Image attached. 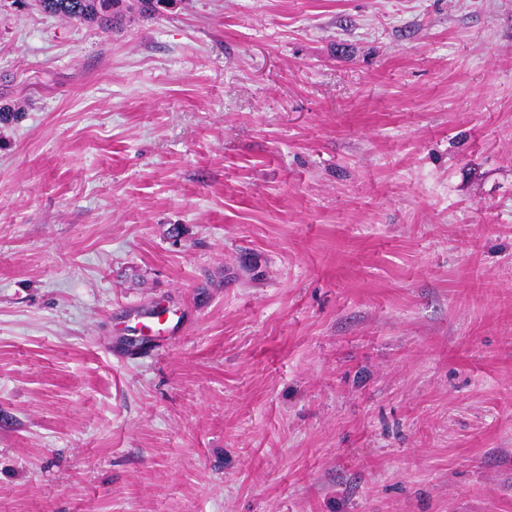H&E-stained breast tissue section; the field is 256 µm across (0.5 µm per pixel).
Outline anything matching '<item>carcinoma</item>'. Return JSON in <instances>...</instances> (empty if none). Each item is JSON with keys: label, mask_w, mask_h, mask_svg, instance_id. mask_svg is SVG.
Listing matches in <instances>:
<instances>
[{"label": "carcinoma", "mask_w": 512, "mask_h": 512, "mask_svg": "<svg viewBox=\"0 0 512 512\" xmlns=\"http://www.w3.org/2000/svg\"><path fill=\"white\" fill-rule=\"evenodd\" d=\"M45 13L58 15L80 24H93L103 29L115 28L131 14L153 18L158 10L148 0H35Z\"/></svg>", "instance_id": "cac0c4a2"}]
</instances>
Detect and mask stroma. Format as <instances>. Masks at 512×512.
Segmentation results:
<instances>
[{"instance_id": "obj_1", "label": "stroma", "mask_w": 512, "mask_h": 512, "mask_svg": "<svg viewBox=\"0 0 512 512\" xmlns=\"http://www.w3.org/2000/svg\"><path fill=\"white\" fill-rule=\"evenodd\" d=\"M0 512H512V0H0ZM45 13L58 15L80 24H93L103 29L116 28L131 14L154 18L162 5L153 10L148 0H35Z\"/></svg>"}]
</instances>
